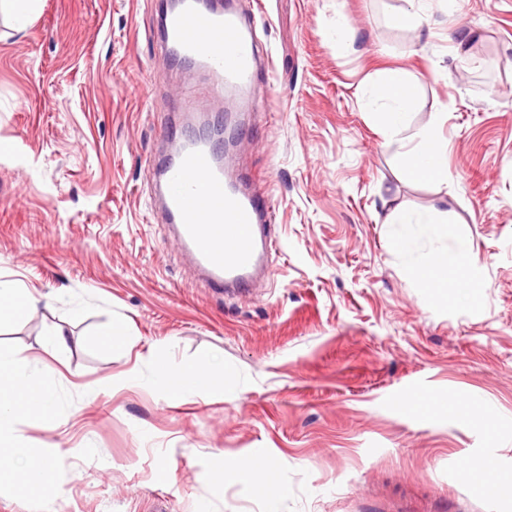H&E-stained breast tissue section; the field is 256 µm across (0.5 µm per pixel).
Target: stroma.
<instances>
[{
    "label": "stroma",
    "mask_w": 512,
    "mask_h": 512,
    "mask_svg": "<svg viewBox=\"0 0 512 512\" xmlns=\"http://www.w3.org/2000/svg\"><path fill=\"white\" fill-rule=\"evenodd\" d=\"M160 2L43 0L22 30L0 21V275L38 299L0 325V350L54 391V426L22 416L15 436L65 453L56 496L5 482L0 512H264L247 477L260 453L279 512H512L465 469L512 477V0H427L420 38L393 22L406 0H234L272 74L232 163L272 191L279 240L246 296L205 287L152 205L154 159L240 107L159 53ZM340 21L346 48L327 36ZM387 68L415 84L411 129L448 115L446 190L407 181L365 109ZM185 89L209 116L175 108ZM397 207L446 210L454 238L390 223ZM460 237L482 282L469 304L410 273ZM114 320L115 348L98 340ZM57 329L60 356L44 346ZM201 354L222 391L171 401L156 363Z\"/></svg>",
    "instance_id": "obj_1"
}]
</instances>
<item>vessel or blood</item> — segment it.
I'll list each match as a JSON object with an SVG mask.
<instances>
[{
	"label": "vessel or blood",
	"mask_w": 512,
	"mask_h": 512,
	"mask_svg": "<svg viewBox=\"0 0 512 512\" xmlns=\"http://www.w3.org/2000/svg\"><path fill=\"white\" fill-rule=\"evenodd\" d=\"M158 47L190 61L217 94L246 93L257 75L251 25L220 0L165 8ZM152 174L164 220L206 285L217 292L251 287L276 247L268 195L246 188L202 141H177Z\"/></svg>",
	"instance_id": "vessel-or-blood-1"
}]
</instances>
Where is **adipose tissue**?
<instances>
[{
  "label": "adipose tissue",
  "mask_w": 512,
  "mask_h": 512,
  "mask_svg": "<svg viewBox=\"0 0 512 512\" xmlns=\"http://www.w3.org/2000/svg\"><path fill=\"white\" fill-rule=\"evenodd\" d=\"M377 116L378 132L386 142L400 143L403 151L399 169L410 181L444 183L448 180L449 142L438 133L445 113H437L433 124L410 130L409 120L415 106V96L408 75L399 69L378 73L366 103ZM477 261L467 242L458 241L453 250H439L426 262L413 263L412 272L420 285L439 291L455 288L465 299L475 296L478 282L474 271ZM210 359L203 356L180 369L162 363L157 367L159 380L171 398H182L190 392L206 396L219 387L209 372ZM29 361L20 352L0 351V446H9L10 455H0V481L19 480L28 492L49 493L54 486L55 467L61 451L50 456H33L13 435L18 412L40 419L53 426L56 412L48 387L29 391Z\"/></svg>",
  "instance_id": "adipose-tissue-1"
}]
</instances>
